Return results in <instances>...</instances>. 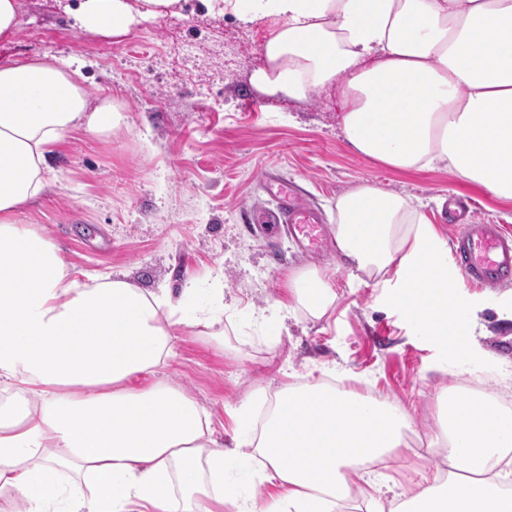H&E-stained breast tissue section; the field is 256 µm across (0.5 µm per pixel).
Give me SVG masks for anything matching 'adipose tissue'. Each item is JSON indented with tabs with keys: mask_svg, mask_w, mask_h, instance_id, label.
<instances>
[{
	"mask_svg": "<svg viewBox=\"0 0 512 512\" xmlns=\"http://www.w3.org/2000/svg\"><path fill=\"white\" fill-rule=\"evenodd\" d=\"M211 16L268 20L263 92L301 100L340 81L344 132L386 167L436 166L512 200V0H197ZM188 0H79L87 36L121 37L142 19L181 16ZM125 106L91 98L80 60L0 64V512H224L239 498L228 470L265 461L278 490L266 512H335L369 483L410 415L315 382L276 400L261 429L236 411L231 446L180 390L130 388L174 355L175 330L214 326L224 300L192 313L169 289L111 273L82 281L43 231L17 223L52 184L48 156L72 130L100 137ZM336 247L356 270L395 280L393 304L436 341H469L471 311L427 217L363 185L336 202ZM449 470L411 497L410 512H512V414L449 400Z\"/></svg>",
	"mask_w": 512,
	"mask_h": 512,
	"instance_id": "obj_1",
	"label": "adipose tissue"
}]
</instances>
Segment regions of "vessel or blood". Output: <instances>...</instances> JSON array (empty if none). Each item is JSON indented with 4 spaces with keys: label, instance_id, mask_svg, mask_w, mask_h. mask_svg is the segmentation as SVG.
<instances>
[{
    "label": "vessel or blood",
    "instance_id": "1",
    "mask_svg": "<svg viewBox=\"0 0 512 512\" xmlns=\"http://www.w3.org/2000/svg\"><path fill=\"white\" fill-rule=\"evenodd\" d=\"M268 238L282 228L301 236L308 247L328 249L330 242L324 224L300 190L281 186L274 209L260 217ZM453 257L461 278L482 285L512 283V237L493 224H465L454 239Z\"/></svg>",
    "mask_w": 512,
    "mask_h": 512
}]
</instances>
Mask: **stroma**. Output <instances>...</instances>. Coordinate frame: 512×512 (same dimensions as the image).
<instances>
[{"label":"stroma","mask_w":512,"mask_h":512,"mask_svg":"<svg viewBox=\"0 0 512 512\" xmlns=\"http://www.w3.org/2000/svg\"><path fill=\"white\" fill-rule=\"evenodd\" d=\"M77 2L18 0L17 34L0 40V63L79 58L89 92L118 96L126 110L115 132L70 134L52 159L51 190L22 208L18 223L47 233L76 270L166 288L176 299L187 288H220L228 310L263 309L289 300L292 277L313 271L336 295L319 318L290 300L273 339L236 321L225 322L220 344L205 327H179L174 357L131 388H179L224 438L249 399L261 416L282 393L316 381L407 408L410 427L379 469L408 493L448 465L446 393L486 394L512 412V284L459 283L458 296L476 313L460 354L417 335L390 302L393 286L343 266L337 251H306L289 234L268 240L252 229L281 180L306 190L331 229L337 198L362 185L422 200L446 241L448 196L472 199L477 221L510 228L512 200L443 168L401 172L359 154L343 131L339 84L302 101L258 90L253 76L266 64L270 23L188 9L140 21L122 38L87 37L73 17Z\"/></svg>","instance_id":"1"}]
</instances>
